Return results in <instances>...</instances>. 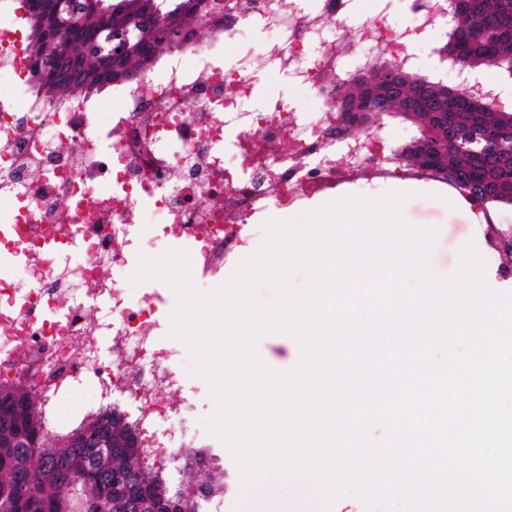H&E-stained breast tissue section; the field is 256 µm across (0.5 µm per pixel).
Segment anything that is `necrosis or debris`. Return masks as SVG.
<instances>
[{
	"label": "necrosis or debris",
	"instance_id": "necrosis-or-debris-1",
	"mask_svg": "<svg viewBox=\"0 0 512 512\" xmlns=\"http://www.w3.org/2000/svg\"><path fill=\"white\" fill-rule=\"evenodd\" d=\"M405 2L414 28L371 17L310 60L318 18L343 19L349 0H252L209 19L210 44L189 31L157 75L52 104L33 98L26 27L0 21V203L9 205L0 258L12 262L0 274V382L24 380L59 424L77 409L139 406L143 447L178 453L189 433L178 406L146 391L150 382L185 389L155 340L160 301L132 299L121 272L148 233L184 246L193 278L216 279L270 207H300L362 174L406 179L378 130L348 132L333 110L339 60L368 43L379 61L411 64L416 35L443 24L441 0ZM257 28L280 34L273 64L308 86L320 110L281 99L252 107L256 76L245 58L225 60L224 46ZM474 230L485 261L511 281L501 258L512 224L485 211Z\"/></svg>",
	"mask_w": 512,
	"mask_h": 512
}]
</instances>
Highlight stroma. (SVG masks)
I'll return each instance as SVG.
<instances>
[{
    "label": "stroma",
    "instance_id": "stroma-1",
    "mask_svg": "<svg viewBox=\"0 0 512 512\" xmlns=\"http://www.w3.org/2000/svg\"><path fill=\"white\" fill-rule=\"evenodd\" d=\"M443 38L442 28L431 30L418 45L413 65L416 71L437 75L444 84L453 86L459 80L458 71L437 53ZM260 80L256 103L286 94L297 111L312 112L319 107L318 101L306 87L293 81L285 82L274 69H262ZM388 191L409 192L410 197L402 206V215L408 223L436 229L435 244L427 258L429 271L437 276L453 273L459 264L461 247L475 238L472 226L478 221L477 215L459 206L441 183L430 178L389 180L370 187L354 185L337 190L336 195L340 198L347 195L376 197ZM258 351L264 363L277 371L293 368L300 356L296 341L282 333L264 336L259 342ZM185 381L186 390L194 402L193 408L184 415L186 424L195 431L188 444L203 452L207 461L206 471L223 480L225 487L223 495L205 503V512H282L288 500L296 496L297 484L286 478L273 490L267 479H245L226 447L210 435L204 425L205 419L215 409L207 383L191 375L186 376Z\"/></svg>",
    "mask_w": 512,
    "mask_h": 512
}]
</instances>
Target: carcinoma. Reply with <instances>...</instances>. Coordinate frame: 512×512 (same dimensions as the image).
Returning a JSON list of instances; mask_svg holds the SVG:
<instances>
[{"instance_id":"1","label":"carcinoma","mask_w":512,"mask_h":512,"mask_svg":"<svg viewBox=\"0 0 512 512\" xmlns=\"http://www.w3.org/2000/svg\"><path fill=\"white\" fill-rule=\"evenodd\" d=\"M31 55L49 53L56 70L37 85L36 96L50 102L60 94L88 97L99 87L150 73L159 54L180 44L190 23L209 10L235 7L236 0H112L117 14L152 7L167 33L142 24L138 52L114 62L106 45L87 46L61 26L82 16L84 0H13L25 11ZM447 39L439 54L468 70L491 65L512 77V0H446ZM339 107L353 119L378 115L407 121L417 137L396 150L411 168L427 169L456 184L476 203L512 204V112L467 96L461 87L389 64L341 82ZM45 401L15 382L0 384V512H202L201 503L224 491V483L201 474L204 455L195 453L193 479L173 487L163 466L140 444V424L117 406L88 412L68 427L50 432ZM88 487L83 501L64 498L67 485Z\"/></svg>"}]
</instances>
